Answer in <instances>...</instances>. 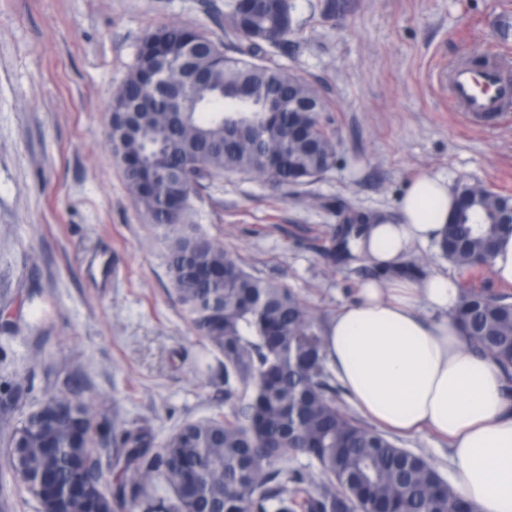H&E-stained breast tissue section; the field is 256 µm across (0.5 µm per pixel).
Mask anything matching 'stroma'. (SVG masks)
Segmentation results:
<instances>
[{
	"mask_svg": "<svg viewBox=\"0 0 512 512\" xmlns=\"http://www.w3.org/2000/svg\"><path fill=\"white\" fill-rule=\"evenodd\" d=\"M270 59L331 104L330 171L287 190L226 174L196 186L192 220L251 273L330 319L374 275L340 236L348 217L393 220L418 175L512 195V121L487 126L449 98L451 65L512 61V0H291ZM179 23L237 55L224 0H0V512H40L7 459V435L52 395L92 408L101 485L133 486L115 442L138 426L153 451L224 409L220 358L185 318L156 227L112 153V98L142 36ZM118 267L107 287L96 263ZM444 478L430 433L397 438Z\"/></svg>",
	"mask_w": 512,
	"mask_h": 512,
	"instance_id": "obj_1",
	"label": "stroma"
}]
</instances>
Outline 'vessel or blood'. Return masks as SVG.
Returning <instances> with one entry per match:
<instances>
[{
  "label": "vessel or blood",
  "instance_id": "obj_1",
  "mask_svg": "<svg viewBox=\"0 0 512 512\" xmlns=\"http://www.w3.org/2000/svg\"><path fill=\"white\" fill-rule=\"evenodd\" d=\"M448 94L481 122L497 123L512 111V79L498 64H455L448 71Z\"/></svg>",
  "mask_w": 512,
  "mask_h": 512
}]
</instances>
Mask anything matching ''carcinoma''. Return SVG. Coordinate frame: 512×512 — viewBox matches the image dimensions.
<instances>
[{"mask_svg": "<svg viewBox=\"0 0 512 512\" xmlns=\"http://www.w3.org/2000/svg\"><path fill=\"white\" fill-rule=\"evenodd\" d=\"M224 27L242 57L199 28L164 25L141 39L134 64L112 101V150L126 188L161 229L170 284L191 325L224 358L228 410L189 421L161 452H148L142 428L119 438L136 475L138 512H460L463 500L422 456L364 426L336 402L325 367L322 320L299 295L246 271L190 219L188 184L241 173L276 188L307 184L335 162L336 142L321 113V87L268 61L266 47L292 31L291 8L228 5ZM465 201L438 247L460 272L488 268L487 252L509 232L501 223L512 196L471 182L455 187ZM464 342L499 368L512 393V302L490 288H464L457 312ZM70 419L23 431L13 448L22 471L69 479L74 463L95 458L91 407L66 396ZM53 440L60 453L44 445ZM293 452L306 472L278 467ZM100 512L126 503L90 489Z\"/></svg>", "mask_w": 512, "mask_h": 512, "instance_id": "obj_1", "label": "carcinoma"}]
</instances>
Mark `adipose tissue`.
<instances>
[{
	"label": "adipose tissue",
	"instance_id": "ef3b65f1",
	"mask_svg": "<svg viewBox=\"0 0 512 512\" xmlns=\"http://www.w3.org/2000/svg\"><path fill=\"white\" fill-rule=\"evenodd\" d=\"M454 207L446 178L412 180L398 222L365 225L357 251L382 268L437 241ZM457 279H371L324 331L329 365L357 409L399 435L425 429L449 440L453 494L473 512H512V402L491 361L468 349L454 314Z\"/></svg>",
	"mask_w": 512,
	"mask_h": 512
}]
</instances>
